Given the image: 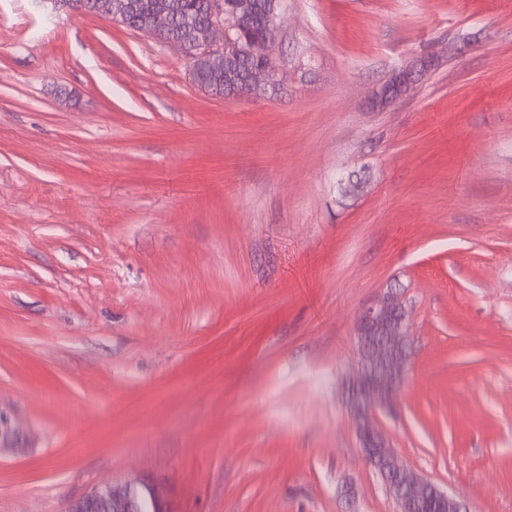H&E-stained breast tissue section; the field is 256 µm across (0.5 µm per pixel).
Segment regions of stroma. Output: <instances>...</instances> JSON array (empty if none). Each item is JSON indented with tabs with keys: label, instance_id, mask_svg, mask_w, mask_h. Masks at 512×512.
<instances>
[{
	"label": "stroma",
	"instance_id": "stroma-1",
	"mask_svg": "<svg viewBox=\"0 0 512 512\" xmlns=\"http://www.w3.org/2000/svg\"><path fill=\"white\" fill-rule=\"evenodd\" d=\"M275 49L274 88L215 97L174 46L0 0V512L137 476L175 512H395L342 390L390 288L383 431L512 512V0H284ZM437 59L438 57L434 53H431L420 63V69L417 71L413 67L396 73L381 88L379 92V100L387 101L400 96L407 89H409L411 85H413L416 72H418L417 75H421L422 73L425 74Z\"/></svg>",
	"mask_w": 512,
	"mask_h": 512
}]
</instances>
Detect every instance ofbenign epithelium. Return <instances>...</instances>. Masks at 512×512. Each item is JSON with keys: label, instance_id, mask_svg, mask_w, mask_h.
<instances>
[{"label": "benign epithelium", "instance_id": "benign-epithelium-1", "mask_svg": "<svg viewBox=\"0 0 512 512\" xmlns=\"http://www.w3.org/2000/svg\"><path fill=\"white\" fill-rule=\"evenodd\" d=\"M262 17L263 34L247 39L246 17L228 8L226 0H211L210 25L201 38L183 46V52L189 58L206 60L216 70L224 68V58L242 54L255 62L249 83L256 87L272 85L278 75L274 45L280 11L273 9ZM169 25L166 11L157 10L150 35L165 40ZM435 60L437 56L432 53L420 63V69L396 73L381 88L379 100L400 96L413 85L415 75L426 73ZM409 327V310L400 294L391 289L360 309L355 320L358 360L344 384L348 412L363 460L381 476L398 512H463L455 498L399 461L378 425L377 417L394 410L405 384ZM145 505L150 512H175L163 490L147 479L96 486L74 500L66 512H142Z\"/></svg>", "mask_w": 512, "mask_h": 512}]
</instances>
